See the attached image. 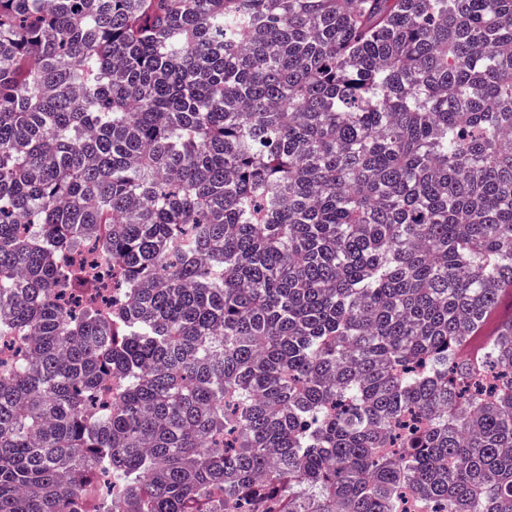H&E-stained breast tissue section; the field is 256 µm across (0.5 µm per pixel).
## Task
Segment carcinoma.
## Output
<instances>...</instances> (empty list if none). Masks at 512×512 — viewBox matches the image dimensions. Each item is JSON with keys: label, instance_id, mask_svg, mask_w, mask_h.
Instances as JSON below:
<instances>
[{"label": "carcinoma", "instance_id": "cac0c4a2", "mask_svg": "<svg viewBox=\"0 0 512 512\" xmlns=\"http://www.w3.org/2000/svg\"><path fill=\"white\" fill-rule=\"evenodd\" d=\"M1 343L0 512H512V0H0Z\"/></svg>", "mask_w": 512, "mask_h": 512}]
</instances>
